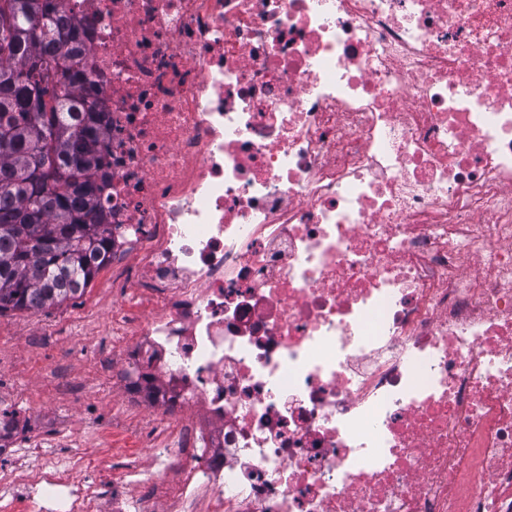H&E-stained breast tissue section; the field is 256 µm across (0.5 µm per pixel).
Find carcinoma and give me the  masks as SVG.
I'll list each match as a JSON object with an SVG mask.
<instances>
[{"label": "carcinoma", "mask_w": 512, "mask_h": 512, "mask_svg": "<svg viewBox=\"0 0 512 512\" xmlns=\"http://www.w3.org/2000/svg\"><path fill=\"white\" fill-rule=\"evenodd\" d=\"M62 0H0V315L81 295L112 255L109 172Z\"/></svg>", "instance_id": "obj_1"}]
</instances>
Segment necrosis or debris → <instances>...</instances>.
Returning <instances> with one entry per match:
<instances>
[{
	"instance_id": "4bbe7bcc",
	"label": "necrosis or debris",
	"mask_w": 512,
	"mask_h": 512,
	"mask_svg": "<svg viewBox=\"0 0 512 512\" xmlns=\"http://www.w3.org/2000/svg\"><path fill=\"white\" fill-rule=\"evenodd\" d=\"M65 8L155 431L0 512H512V0Z\"/></svg>"
}]
</instances>
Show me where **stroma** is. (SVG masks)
Masks as SVG:
<instances>
[{
	"label": "stroma",
	"instance_id": "obj_1",
	"mask_svg": "<svg viewBox=\"0 0 512 512\" xmlns=\"http://www.w3.org/2000/svg\"><path fill=\"white\" fill-rule=\"evenodd\" d=\"M104 298L97 277L81 298L61 307L0 315V398L24 415L28 435L55 437L53 455L61 463L89 457L101 466L120 464L128 447L148 445L153 434L148 422L123 414L94 365L96 358L112 354L111 337L96 334L90 317ZM62 367L71 369L75 381L68 396L55 391L54 374ZM107 411L112 414L108 449L91 438L100 413Z\"/></svg>",
	"mask_w": 512,
	"mask_h": 512
}]
</instances>
